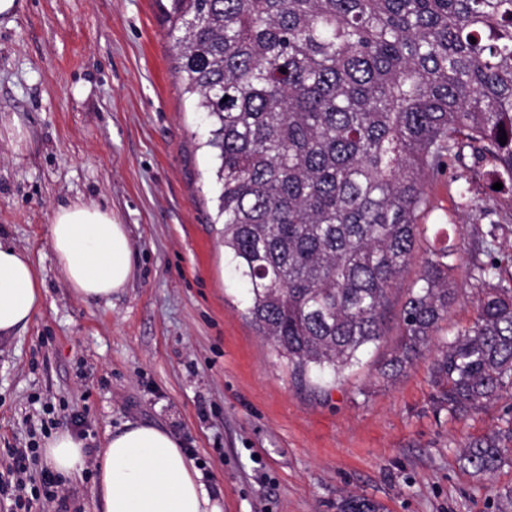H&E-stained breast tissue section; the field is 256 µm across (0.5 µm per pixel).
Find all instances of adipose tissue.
Here are the masks:
<instances>
[{"mask_svg": "<svg viewBox=\"0 0 512 512\" xmlns=\"http://www.w3.org/2000/svg\"><path fill=\"white\" fill-rule=\"evenodd\" d=\"M51 247L60 273L85 300L111 301L132 274V247L112 210L72 202L53 213ZM43 303L30 255L0 241V339L26 326ZM84 440L62 431L42 450L45 468L76 478L86 468ZM102 512H221L204 472L166 429L125 423L109 434L92 487Z\"/></svg>", "mask_w": 512, "mask_h": 512, "instance_id": "1", "label": "adipose tissue"}]
</instances>
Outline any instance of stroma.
Listing matches in <instances>:
<instances>
[{"mask_svg":"<svg viewBox=\"0 0 512 512\" xmlns=\"http://www.w3.org/2000/svg\"><path fill=\"white\" fill-rule=\"evenodd\" d=\"M0 22V238L28 252L44 304L0 342V458L67 430L89 467L63 480L65 512H100L94 467L109 433L153 424L181 440L222 512H336L357 496L383 512H494L512 465L477 476L470 440L506 430L512 396L464 416L438 403L425 352L395 382L380 368L430 249L448 241L482 261L512 254V222L455 207L459 166L429 180L423 229L391 294L387 333L335 381L300 380L246 316L217 222L209 123L175 78L169 0H17ZM112 209L133 275L111 303L76 297L60 274L49 224L72 201ZM436 342L475 318V282Z\"/></svg>","mask_w":512,"mask_h":512,"instance_id":"1","label":"stroma"}]
</instances>
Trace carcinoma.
Listing matches in <instances>:
<instances>
[{"label":"carcinoma","mask_w":512,"mask_h":512,"mask_svg":"<svg viewBox=\"0 0 512 512\" xmlns=\"http://www.w3.org/2000/svg\"><path fill=\"white\" fill-rule=\"evenodd\" d=\"M169 16L176 78L211 124L247 315L297 374L338 379L385 336L427 181L469 154L512 185V0H171ZM461 180L456 207L487 212ZM463 267L477 315L431 367L452 415L512 395V270L497 259L429 251L380 371L395 381L431 348ZM508 440L470 441L464 465L512 463ZM494 504L512 512V486ZM338 512L379 506L348 497Z\"/></svg>","instance_id":"obj_1"}]
</instances>
